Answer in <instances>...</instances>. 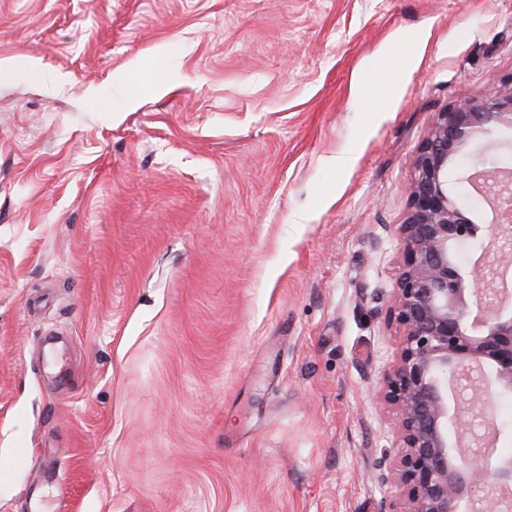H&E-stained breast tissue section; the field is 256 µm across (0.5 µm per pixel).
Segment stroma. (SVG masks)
<instances>
[{
    "instance_id": "obj_1",
    "label": "stroma",
    "mask_w": 512,
    "mask_h": 512,
    "mask_svg": "<svg viewBox=\"0 0 512 512\" xmlns=\"http://www.w3.org/2000/svg\"><path fill=\"white\" fill-rule=\"evenodd\" d=\"M510 80L512 0H0V512H381L412 160Z\"/></svg>"
}]
</instances>
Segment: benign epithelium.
I'll return each instance as SVG.
<instances>
[{
    "instance_id": "7a95c632",
    "label": "benign epithelium",
    "mask_w": 512,
    "mask_h": 512,
    "mask_svg": "<svg viewBox=\"0 0 512 512\" xmlns=\"http://www.w3.org/2000/svg\"><path fill=\"white\" fill-rule=\"evenodd\" d=\"M496 126L512 128V82L486 99L460 100L437 113L413 159L389 307L400 336L377 390L396 426L381 460V480L395 493L381 512H462L486 487L512 486V456L491 471L470 462V449L488 446V432L474 431L473 419L485 415L486 401L512 394V314L498 313L505 292L498 257L512 246V215L499 199L512 192V171L465 176L496 205L495 220L483 227L448 187V168ZM477 237L484 250L465 273L457 252Z\"/></svg>"
}]
</instances>
